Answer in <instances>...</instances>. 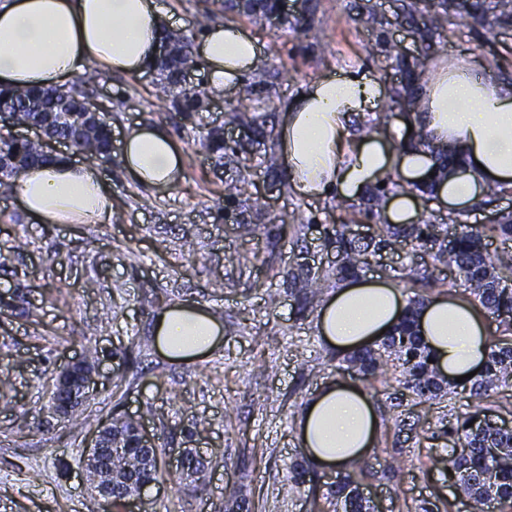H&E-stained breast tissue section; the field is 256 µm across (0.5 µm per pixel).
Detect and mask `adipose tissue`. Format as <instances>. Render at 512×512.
<instances>
[{"label":"adipose tissue","mask_w":512,"mask_h":512,"mask_svg":"<svg viewBox=\"0 0 512 512\" xmlns=\"http://www.w3.org/2000/svg\"><path fill=\"white\" fill-rule=\"evenodd\" d=\"M172 15L157 0H0V87H59L92 65L129 75L154 66L163 29ZM197 53L207 68L213 92L255 70L261 48L240 25L205 29ZM382 87L365 75L327 74L308 84L288 104L278 132L294 191L306 199L337 191L348 198L388 177L403 184L434 183L436 196L449 206H466L487 184L512 185V88L475 77L472 66L427 71L415 96V126L426 138L410 147L374 132L350 131L354 116L373 111ZM464 160L461 169L436 181L431 174L438 154ZM121 163L137 184L159 189L174 184L183 156L159 126H140L123 142ZM13 196L34 218L48 224H106L112 219V194L98 169L78 165L66 155L50 164L20 171ZM406 302L389 282L346 280L318 312L321 335L352 351L393 328ZM420 336L438 371L448 378L480 371L489 343L479 310L463 297L427 302L417 317ZM156 342L170 350L176 336H191L183 357L209 350L222 334L205 310L176 305L159 315ZM377 421L371 399L361 390L333 382L318 391L299 419V442L320 465L344 469L372 448Z\"/></svg>","instance_id":"adipose-tissue-1"}]
</instances>
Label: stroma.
Returning <instances> with one entry per match:
<instances>
[{
    "mask_svg": "<svg viewBox=\"0 0 512 512\" xmlns=\"http://www.w3.org/2000/svg\"><path fill=\"white\" fill-rule=\"evenodd\" d=\"M407 0H281L289 17L305 16L314 34L228 14L256 39L267 69L265 90L246 94V80L211 95L209 106L180 119L170 101L154 95L157 74H104L89 86L112 128V158L97 162L112 193L108 224H42L12 197H0V295L14 297L0 316V512H108L95 498L79 461L98 422L133 417L153 434L161 474L133 512H224L228 488L241 489L249 512H310L307 488L288 490V467L304 452L297 421L315 392L349 381L343 353L316 325L320 302L303 296L307 271L339 266L325 247L324 227L337 221L335 199L295 195L278 153L284 106L325 74H367L385 94L402 74L384 47L408 57L422 50ZM426 63L457 66L477 58L476 74L512 83V24L492 30L452 25L430 40ZM245 102L253 123L230 119L229 105ZM164 126L184 157L169 187L149 191L121 165L123 138L133 127ZM218 128L249 159L251 193L226 201L237 162L216 165L201 139ZM287 232H280V224ZM429 265L428 283L413 282L411 264ZM361 278L395 283L405 297L460 296L464 288L444 264L387 251ZM201 306L222 334L197 358H173L157 346L155 323L167 307ZM98 350L97 384L69 420L48 407L62 366ZM394 378L366 393L378 430L361 488L379 512H420L444 506L454 489L436 459L444 429L474 411L469 393L431 404L399 395ZM192 449L208 462L209 493L197 497L176 482V460Z\"/></svg>",
    "mask_w": 512,
    "mask_h": 512,
    "instance_id": "stroma-1",
    "label": "stroma"
}]
</instances>
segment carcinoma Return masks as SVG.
<instances>
[{"instance_id":"1","label":"carcinoma","mask_w":512,"mask_h":512,"mask_svg":"<svg viewBox=\"0 0 512 512\" xmlns=\"http://www.w3.org/2000/svg\"><path fill=\"white\" fill-rule=\"evenodd\" d=\"M238 7L237 0H206L198 26L228 10ZM278 9L277 0H253L246 16L264 20ZM470 19L481 26L512 21V0H433L422 17L423 29L433 33L447 31L448 25ZM169 51L158 58L154 70L159 76L158 96L172 97L173 107L188 117L205 108L210 101L204 88L182 89V71L190 57L191 37L167 32L162 38ZM94 78L85 74L72 84L49 89H1L0 113H8L17 126L41 124L46 134L69 140L87 159H103L111 138L107 124L84 126L77 109L88 98L84 83ZM209 150L224 158V136L210 131L203 136ZM0 158L13 162L0 167V196L12 195V179L20 169L45 163L50 157L37 142L17 140L10 134H0ZM336 209L344 212L342 223L324 230L327 245L336 247L341 257L336 276L344 280L356 277L368 265L371 253L356 245L349 225L358 217L370 218V210L357 211L355 206L336 202ZM373 239L376 248H398L415 255L423 253L436 262H446L463 276L466 287L486 309L496 313L502 333L512 335V288L508 278L512 273V255L491 256L486 251L485 237L496 235L512 239V216L502 215L495 223L475 228L456 216H448L446 224H374ZM425 304L422 297L409 299L408 304L391 333L379 344H371L344 355L346 371L367 380L388 372L399 374L398 382L413 399L419 402L436 400L451 394L458 385L445 379L430 363L428 350L418 334L416 318ZM490 352L485 366L471 384L472 395L483 398L502 385L512 382V341L498 336L490 337ZM448 457L438 460L451 470L450 479L465 502L467 512H484L487 501L494 499L512 509V429L499 426L481 412H473L448 425ZM112 468L127 470L122 479L112 485V508L122 509L123 501L138 493L140 486L155 481L159 473L158 452H153L150 466L141 464L138 456L125 448L112 449ZM364 470V462L353 460L328 486V495L334 509L342 512H368L356 477ZM193 493L207 494L205 464L199 460L191 474L184 477ZM317 473L296 463L289 482L297 489L309 482L316 486Z\"/></svg>"}]
</instances>
